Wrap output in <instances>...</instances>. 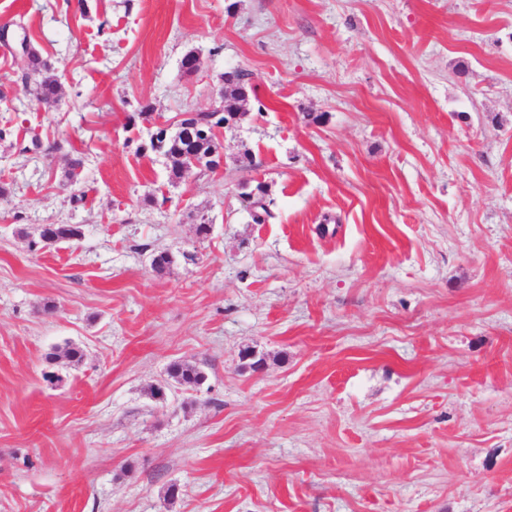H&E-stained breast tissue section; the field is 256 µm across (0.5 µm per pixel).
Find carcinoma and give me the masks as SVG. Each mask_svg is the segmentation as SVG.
<instances>
[{
    "mask_svg": "<svg viewBox=\"0 0 512 512\" xmlns=\"http://www.w3.org/2000/svg\"><path fill=\"white\" fill-rule=\"evenodd\" d=\"M27 60L29 73L25 77V85H33L32 91L41 102L48 106L55 105L59 100L60 87L56 81L45 76V72L52 69L51 63L44 59L32 44L28 48ZM247 78H249V74L244 71L230 73L224 86L228 111H237V104L248 98ZM223 127L224 122L219 118H214L213 113L194 112L190 118L179 121L177 131L169 135L166 144H157L150 139L142 146V150L162 156L171 162V173L175 177L186 169L190 155L199 161H204V169L212 172L224 155L223 147L218 141V133ZM250 206L253 223L263 224L272 217L264 198L255 200L250 203ZM80 236V228L72 224L55 225L49 236L43 231L39 234L45 245L59 241H71ZM83 356L81 347L69 345L61 352L55 350L48 353L46 360L53 362L63 357L70 363L77 364L82 361ZM168 375L174 383L184 388H197L206 380L205 373L199 367L186 363L176 362L170 365Z\"/></svg>",
    "mask_w": 512,
    "mask_h": 512,
    "instance_id": "cac0c4a2",
    "label": "carcinoma"
}]
</instances>
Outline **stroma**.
Returning a JSON list of instances; mask_svg holds the SVG:
<instances>
[{"mask_svg": "<svg viewBox=\"0 0 512 512\" xmlns=\"http://www.w3.org/2000/svg\"><path fill=\"white\" fill-rule=\"evenodd\" d=\"M0 512H512V0H0ZM29 43L27 53L29 73L25 77V88L33 84L31 90L36 94L37 98L47 106H53L59 100L60 87L55 80L43 76L44 72L52 69V65L40 55L30 41ZM249 74L245 71H232L224 86V93L220 94V102L218 105L210 108L211 112L200 111L190 113L189 119H184L190 115H185L184 120L178 123L177 131L170 134L166 144H155L152 139L141 146L143 151H149L156 156H163L167 161L171 162V173L177 177L186 169L188 164V156L192 155L197 160H204L205 170L213 172L216 168L213 165H218L219 161L223 158L224 148L218 141V133L221 128H224V119H214V112L224 111V95L226 101V109L229 112H235L237 104L248 98V82ZM225 115H230L225 113ZM223 121V122H222ZM206 127L208 135L201 137L198 135L197 128ZM192 157L190 162L192 167H200V163ZM174 383L184 388H197L206 380L205 373L196 365L173 363L168 370Z\"/></svg>", "mask_w": 512, "mask_h": 512, "instance_id": "35a3bbf8", "label": "stroma"}]
</instances>
